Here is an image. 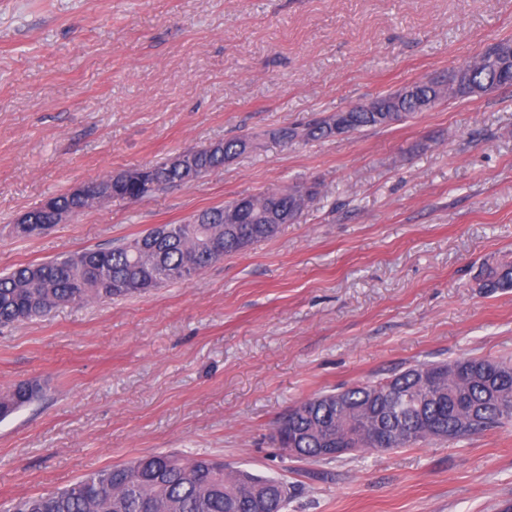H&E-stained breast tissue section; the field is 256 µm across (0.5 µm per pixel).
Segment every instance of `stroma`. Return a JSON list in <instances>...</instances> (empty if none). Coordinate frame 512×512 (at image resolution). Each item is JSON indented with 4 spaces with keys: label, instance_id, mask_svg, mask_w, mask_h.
<instances>
[{
    "label": "stroma",
    "instance_id": "35a3bbf8",
    "mask_svg": "<svg viewBox=\"0 0 512 512\" xmlns=\"http://www.w3.org/2000/svg\"><path fill=\"white\" fill-rule=\"evenodd\" d=\"M512 40V0H0V272L108 248L245 194L317 184L275 237L191 280L0 326V505L152 452L291 487L288 512H502L512 426L308 463L295 402L419 362L512 360V87L398 125L272 130L446 75ZM252 136L189 186L19 238L16 217L105 174ZM336 114L331 117H320L313 119L307 123H299L291 126L282 127L274 132L272 136L281 140L284 143L307 142L310 140L327 138L335 136L331 120ZM481 288H486L490 293L512 289V261L502 263L497 270L491 272ZM41 387L33 381L19 382L0 393L1 420L39 398Z\"/></svg>",
    "mask_w": 512,
    "mask_h": 512
}]
</instances>
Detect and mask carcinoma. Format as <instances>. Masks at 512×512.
<instances>
[{
  "mask_svg": "<svg viewBox=\"0 0 512 512\" xmlns=\"http://www.w3.org/2000/svg\"><path fill=\"white\" fill-rule=\"evenodd\" d=\"M437 82H418L414 96L399 102L400 121L419 111V102L436 95ZM388 112H343L353 130L392 126ZM334 135L331 119L282 127L272 136L284 143L307 142ZM245 137L218 141L188 150L194 174L170 160L127 172L106 185L112 199L136 202L158 191L187 186L245 153ZM302 195L278 196L265 191L270 205L233 207L229 202L187 218L171 228L177 235L153 245L155 229L110 248H86L41 263L20 265L0 275V325L44 317L67 305L141 295L168 282L187 281L226 255L273 237L268 226L278 211L305 209L318 195L315 186H298ZM60 210L79 215L94 199L63 192L55 197ZM488 292L512 289V261L488 275ZM464 373H448V363H419L391 376L323 392L295 403L277 421L274 434L283 446L297 448L294 457L312 462L332 460L326 440L369 453L374 438L392 451L445 435L465 439L512 423V363L506 360L458 358ZM421 370L433 378L417 377ZM41 387L19 382L0 393V417L7 418L39 398ZM275 495L279 512L288 508L291 490L282 479L265 478L222 459L153 453L90 472L69 487L19 499L5 512H256L255 503L267 491Z\"/></svg>",
  "mask_w": 512,
  "mask_h": 512,
  "instance_id": "carcinoma-1",
  "label": "carcinoma"
}]
</instances>
